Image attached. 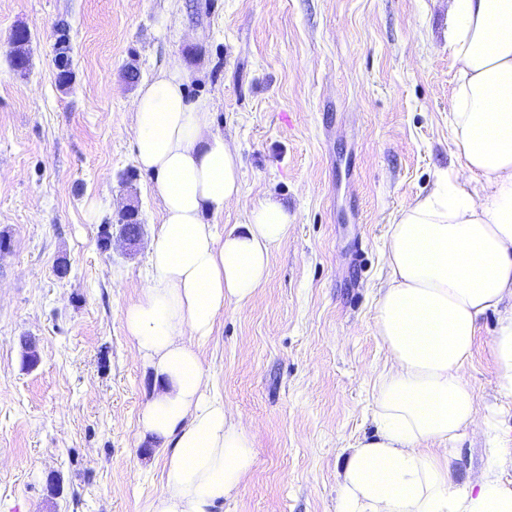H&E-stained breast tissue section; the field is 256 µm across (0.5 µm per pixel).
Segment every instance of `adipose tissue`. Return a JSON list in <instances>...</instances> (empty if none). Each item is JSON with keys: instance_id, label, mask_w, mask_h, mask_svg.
Masks as SVG:
<instances>
[{"instance_id": "1", "label": "adipose tissue", "mask_w": 512, "mask_h": 512, "mask_svg": "<svg viewBox=\"0 0 512 512\" xmlns=\"http://www.w3.org/2000/svg\"><path fill=\"white\" fill-rule=\"evenodd\" d=\"M448 46L458 166L389 227L375 305L388 361L376 376L375 431L348 448L337 512H512V448L455 478L457 442L496 426L465 379L491 312L499 391L512 400V0H451ZM187 81L172 61L135 100L136 162L161 198L148 271L123 313L155 378L140 415L164 454L151 512H222L255 465L254 435L205 378L198 347L224 308L267 280L292 222L269 197L225 234L206 222L239 198L241 161L214 133L209 102L188 99Z\"/></svg>"}]
</instances>
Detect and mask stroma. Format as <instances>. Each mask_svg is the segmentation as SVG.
<instances>
[{
	"label": "stroma",
	"instance_id": "35a3bbf8",
	"mask_svg": "<svg viewBox=\"0 0 512 512\" xmlns=\"http://www.w3.org/2000/svg\"><path fill=\"white\" fill-rule=\"evenodd\" d=\"M19 27L31 34L24 77ZM174 59L241 156L242 193L217 228L269 195L293 216L267 281L199 349L255 436L256 464L223 512H336L342 450L375 430L388 229L458 165L448 0H0V512H149L161 489L164 460L139 430L154 376L122 314L161 221L135 162L134 100ZM129 207L141 241L103 248L102 225ZM495 329L487 315L467 378L499 406L512 448ZM59 32V31H58ZM59 37L57 40L58 47L56 53V75L55 81L58 84H67L72 80L73 73L69 67V59H68V48L66 45V37L64 32H59Z\"/></svg>",
	"mask_w": 512,
	"mask_h": 512
}]
</instances>
